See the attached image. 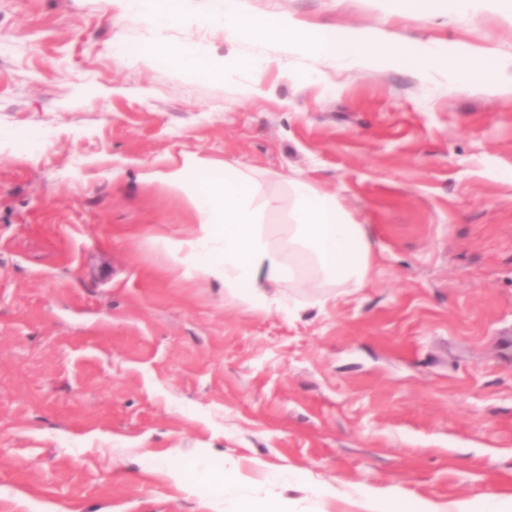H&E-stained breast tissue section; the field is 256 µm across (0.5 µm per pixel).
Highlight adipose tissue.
Returning a JSON list of instances; mask_svg holds the SVG:
<instances>
[{"mask_svg": "<svg viewBox=\"0 0 512 512\" xmlns=\"http://www.w3.org/2000/svg\"><path fill=\"white\" fill-rule=\"evenodd\" d=\"M129 21L154 27L183 23L187 0H124ZM228 42L246 41L262 47L279 43L320 58L357 60L368 56L396 60L414 69L427 68L428 50H415L352 30L344 36L325 31L313 36L287 20L269 22L248 16L223 22ZM126 63L156 60L187 76L219 78L224 63L207 59L197 47L179 43L121 48ZM194 208L198 231L193 238L171 243L173 253H188L195 269L219 277L231 295L253 304L265 301L266 285L291 282L299 288L336 284L363 287L369 279L371 245L335 195L320 190L303 176L288 177L294 205L279 236L265 222L274 201L251 171L190 156L157 175Z\"/></svg>", "mask_w": 512, "mask_h": 512, "instance_id": "obj_1", "label": "adipose tissue"}]
</instances>
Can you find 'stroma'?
Here are the masks:
<instances>
[{
  "instance_id": "stroma-1",
  "label": "stroma",
  "mask_w": 512,
  "mask_h": 512,
  "mask_svg": "<svg viewBox=\"0 0 512 512\" xmlns=\"http://www.w3.org/2000/svg\"><path fill=\"white\" fill-rule=\"evenodd\" d=\"M309 33L372 31L426 70L348 66L220 27L155 29L121 0H0V512H232L179 452L233 463L277 512L512 496V14L458 0H190ZM193 44L223 78L126 65L120 45ZM500 61L459 85L461 49ZM195 154L336 194L372 246L354 289L284 282L257 309L191 270L195 235L158 172ZM410 11L418 18H428L437 12H448V9L458 0H403ZM354 491L370 512H442L440 508L431 501H421L416 510H407L404 499L399 492L393 491L389 494L375 492L362 485H356Z\"/></svg>"
}]
</instances>
